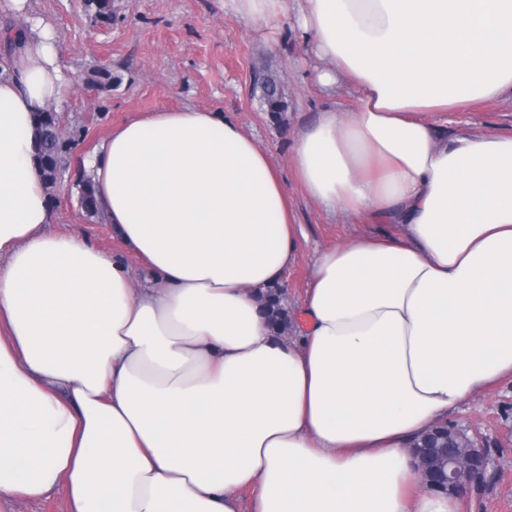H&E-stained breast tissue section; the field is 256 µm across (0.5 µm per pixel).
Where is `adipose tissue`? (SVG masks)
<instances>
[{"label":"adipose tissue","instance_id":"obj_1","mask_svg":"<svg viewBox=\"0 0 512 512\" xmlns=\"http://www.w3.org/2000/svg\"><path fill=\"white\" fill-rule=\"evenodd\" d=\"M231 7L298 28L319 84L355 88L292 171L386 229L319 252L307 322L277 336L255 294L295 260L285 180L224 113L184 108L85 161L121 250L49 233L35 114L67 80L29 0H0L29 23L0 71V512L59 489L68 512H460L409 443L512 376V134H444L512 92V0Z\"/></svg>","mask_w":512,"mask_h":512}]
</instances>
